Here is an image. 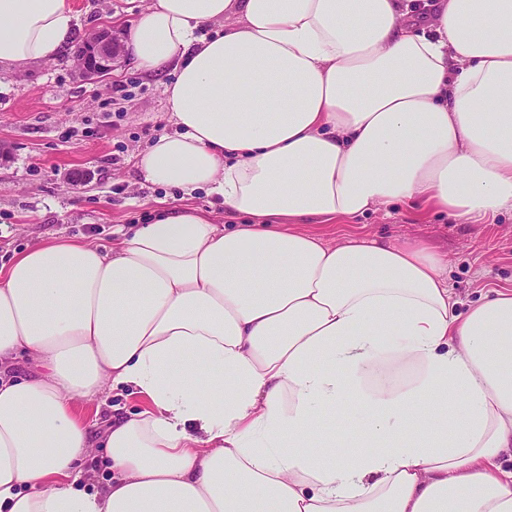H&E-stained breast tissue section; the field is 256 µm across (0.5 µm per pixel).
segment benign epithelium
I'll return each mask as SVG.
<instances>
[{
    "mask_svg": "<svg viewBox=\"0 0 512 512\" xmlns=\"http://www.w3.org/2000/svg\"><path fill=\"white\" fill-rule=\"evenodd\" d=\"M124 55L121 32L114 28L94 29L85 34L72 51L78 77L96 82L106 77Z\"/></svg>",
    "mask_w": 512,
    "mask_h": 512,
    "instance_id": "7a95c632",
    "label": "benign epithelium"
}]
</instances>
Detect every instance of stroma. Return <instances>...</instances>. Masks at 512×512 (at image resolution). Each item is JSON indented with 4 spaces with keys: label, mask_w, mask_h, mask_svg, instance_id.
Returning a JSON list of instances; mask_svg holds the SVG:
<instances>
[{
    "label": "stroma",
    "mask_w": 512,
    "mask_h": 512,
    "mask_svg": "<svg viewBox=\"0 0 512 512\" xmlns=\"http://www.w3.org/2000/svg\"><path fill=\"white\" fill-rule=\"evenodd\" d=\"M150 0H74L76 36L127 30ZM163 78L151 79L131 58L98 83L77 79L70 55L0 72V267L34 243L54 238L111 245L116 229L150 223L160 202L213 212L222 224L247 223L220 197L144 184L137 155L167 129ZM327 243L353 237L421 240L448 258V281L460 306L512 289V213L480 224L397 203L358 219L306 222ZM138 396L110 392L83 403L92 431L115 414L140 408Z\"/></svg>",
    "instance_id": "stroma-1"
}]
</instances>
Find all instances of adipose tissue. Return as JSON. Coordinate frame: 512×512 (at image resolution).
<instances>
[{
    "label": "adipose tissue",
    "instance_id": "1",
    "mask_svg": "<svg viewBox=\"0 0 512 512\" xmlns=\"http://www.w3.org/2000/svg\"><path fill=\"white\" fill-rule=\"evenodd\" d=\"M77 21L0 0V70ZM126 47L170 77L141 178L250 221L174 206L0 268V512H512V289L461 312L427 245L300 228L512 211V0H150ZM109 389L146 406L95 436Z\"/></svg>",
    "mask_w": 512,
    "mask_h": 512
}]
</instances>
